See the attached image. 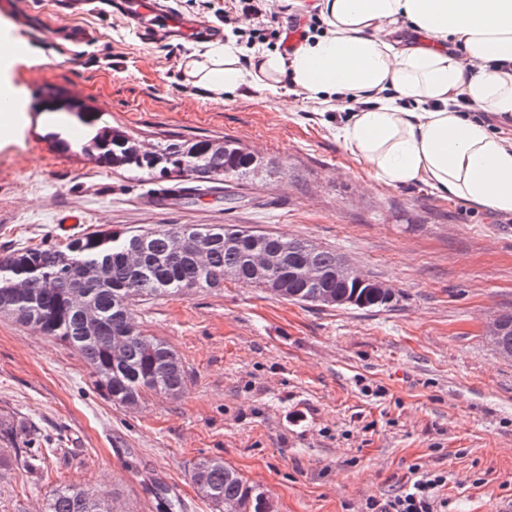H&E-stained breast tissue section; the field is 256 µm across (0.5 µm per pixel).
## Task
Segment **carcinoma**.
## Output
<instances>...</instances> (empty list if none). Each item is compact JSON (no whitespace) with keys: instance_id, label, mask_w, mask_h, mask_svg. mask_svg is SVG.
<instances>
[{"instance_id":"carcinoma-1","label":"carcinoma","mask_w":512,"mask_h":512,"mask_svg":"<svg viewBox=\"0 0 512 512\" xmlns=\"http://www.w3.org/2000/svg\"><path fill=\"white\" fill-rule=\"evenodd\" d=\"M113 128L103 127L90 134L81 151L99 163L116 171L136 176L147 175L162 181L164 167L125 154L123 146L112 137ZM183 141L162 147L165 164L186 163V181H202L216 168L226 178L250 174V151L231 143L235 154H217L206 150L209 141L196 140L198 154L190 159L178 155ZM179 225L129 234L127 232L94 230L68 240L63 245L25 246L0 258V315L30 326L36 315L43 320L44 336L59 339L75 350L87 363L100 388L112 403L128 406L141 402L153 392L162 396H177L186 382V370L181 357L166 342L144 333L136 327L127 336V317L133 315L136 300L182 296L199 288H221L231 279L246 286L264 288L275 295L299 304L317 305V297L328 293H358L363 309H384L393 297L382 296L372 288H356V282L336 280V263L342 255L318 248L317 265L324 277L311 286L298 259L308 241L289 239L277 234L250 230L232 224H206L202 231L212 236V246L206 266L199 267L187 259L174 258L159 265L155 259L169 257L174 251V235ZM240 236V244L224 246V234ZM146 241L148 256L133 272L121 261L125 249L136 239ZM255 250L288 257V263L258 275L250 258ZM108 263V276L102 283L85 288L99 312L97 326L90 330L84 324L77 306L70 301L66 288L72 274L85 267ZM283 279L287 291L272 288V282ZM190 479L204 487L202 495L216 508L229 499L237 503L239 512H270L265 492L244 480L219 458H204L192 467ZM47 512H110L104 499L92 488L66 485L48 496Z\"/></svg>"}]
</instances>
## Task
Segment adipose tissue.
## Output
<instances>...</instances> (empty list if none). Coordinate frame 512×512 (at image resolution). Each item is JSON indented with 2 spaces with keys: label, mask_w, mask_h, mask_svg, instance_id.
Wrapping results in <instances>:
<instances>
[{
  "label": "adipose tissue",
  "mask_w": 512,
  "mask_h": 512,
  "mask_svg": "<svg viewBox=\"0 0 512 512\" xmlns=\"http://www.w3.org/2000/svg\"><path fill=\"white\" fill-rule=\"evenodd\" d=\"M323 34L287 54L205 43L185 74L212 97L243 84L318 105L370 99L336 138L391 187L425 184L443 197L512 215V0H318ZM468 111H459L460 103Z\"/></svg>",
  "instance_id": "ef3b65f1"
}]
</instances>
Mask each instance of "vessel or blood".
Masks as SVG:
<instances>
[{
	"instance_id": "obj_1",
	"label": "vessel or blood",
	"mask_w": 512,
	"mask_h": 512,
	"mask_svg": "<svg viewBox=\"0 0 512 512\" xmlns=\"http://www.w3.org/2000/svg\"><path fill=\"white\" fill-rule=\"evenodd\" d=\"M111 7L146 35L161 31L190 37L200 32L214 38L222 35L220 28L202 29L194 21L176 14L165 0H113Z\"/></svg>"
}]
</instances>
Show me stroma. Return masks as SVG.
<instances>
[{"mask_svg": "<svg viewBox=\"0 0 512 512\" xmlns=\"http://www.w3.org/2000/svg\"><path fill=\"white\" fill-rule=\"evenodd\" d=\"M109 2L76 15L44 0L23 29L22 0H0V32L23 45L6 74L21 120L0 124V256L93 230L234 224L336 250L395 300L303 306L228 280L138 302L136 321L178 352L187 382L134 408L112 404L60 341L0 316V420L41 435L34 448L0 441L16 459L0 471V512H45L69 484L107 493L115 512H161L163 490L180 512H215L189 478L214 457L259 484L272 512H364L413 467L446 476L438 512H512V359L486 335L512 313V221L422 184L371 182L337 141L335 110L280 112L248 84L213 99L183 69L200 40L148 39ZM71 28L92 41L72 44ZM52 95L151 146L237 142L275 172L163 195L75 153L85 127L44 111Z\"/></svg>", "mask_w": 512, "mask_h": 512, "instance_id": "35a3bbf8", "label": "stroma"}]
</instances>
